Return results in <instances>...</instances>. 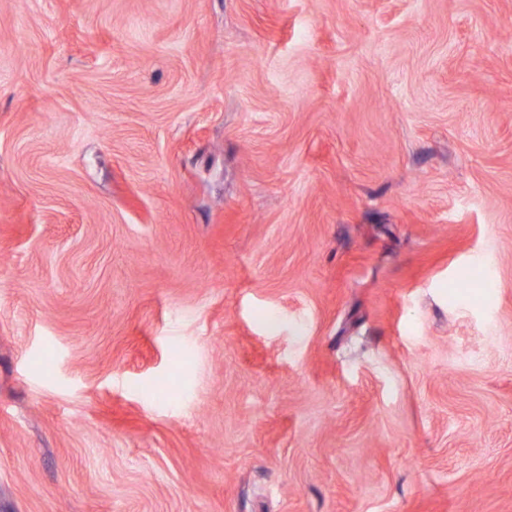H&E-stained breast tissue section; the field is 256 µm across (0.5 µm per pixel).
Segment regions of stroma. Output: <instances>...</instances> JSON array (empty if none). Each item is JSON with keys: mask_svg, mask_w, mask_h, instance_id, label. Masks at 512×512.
<instances>
[{"mask_svg": "<svg viewBox=\"0 0 512 512\" xmlns=\"http://www.w3.org/2000/svg\"><path fill=\"white\" fill-rule=\"evenodd\" d=\"M0 512H512V0H0Z\"/></svg>", "mask_w": 512, "mask_h": 512, "instance_id": "1", "label": "stroma"}]
</instances>
